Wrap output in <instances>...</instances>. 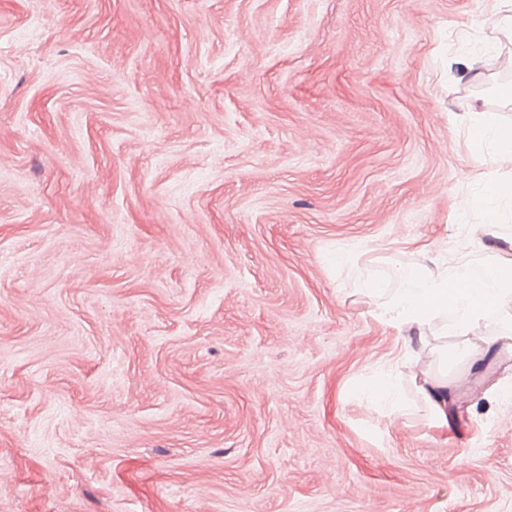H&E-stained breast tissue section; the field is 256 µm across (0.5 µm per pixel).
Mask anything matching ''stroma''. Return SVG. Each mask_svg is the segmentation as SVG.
I'll return each instance as SVG.
<instances>
[{
  "instance_id": "stroma-1",
  "label": "stroma",
  "mask_w": 512,
  "mask_h": 512,
  "mask_svg": "<svg viewBox=\"0 0 512 512\" xmlns=\"http://www.w3.org/2000/svg\"><path fill=\"white\" fill-rule=\"evenodd\" d=\"M495 0H0V512H512V356L357 394L512 126ZM468 377L458 388L457 375ZM468 127V140L476 148H491L490 159L499 166L512 165V128L487 112H476Z\"/></svg>"
}]
</instances>
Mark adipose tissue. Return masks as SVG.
<instances>
[{"instance_id":"ef3b65f1","label":"adipose tissue","mask_w":512,"mask_h":512,"mask_svg":"<svg viewBox=\"0 0 512 512\" xmlns=\"http://www.w3.org/2000/svg\"><path fill=\"white\" fill-rule=\"evenodd\" d=\"M468 139L475 147H489L494 164L512 165V128L500 124L492 114H476ZM501 197H512V183L489 180L479 184L466 200V207L486 214L480 226L482 234H493L499 222L494 203ZM482 269L478 275L469 263L444 261L432 268L400 266L394 273L399 286L393 290L378 280L359 278L358 288L372 304L374 318L407 338L397 365L360 385L361 393L383 402L389 413L401 412L405 403L398 369L406 367L417 392L429 404L434 425L446 426L442 403L432 397L441 381L423 361V352L432 341L447 336L465 337L469 349H478L487 341L483 327L492 322L501 325L504 333L512 332V265L489 255L483 258Z\"/></svg>"}]
</instances>
